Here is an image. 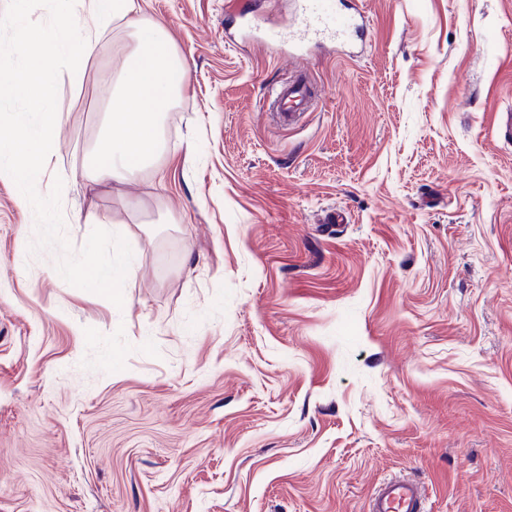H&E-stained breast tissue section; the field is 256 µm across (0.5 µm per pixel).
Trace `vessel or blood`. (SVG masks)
<instances>
[{
	"label": "vessel or blood",
	"mask_w": 512,
	"mask_h": 512,
	"mask_svg": "<svg viewBox=\"0 0 512 512\" xmlns=\"http://www.w3.org/2000/svg\"><path fill=\"white\" fill-rule=\"evenodd\" d=\"M296 27L288 39L294 43L323 45L336 41L363 39V25L354 15L342 11L339 0H300ZM317 96L303 80L289 82L276 93V110L283 121L310 111ZM369 512H425L419 486L405 478L386 480L372 498Z\"/></svg>",
	"instance_id": "b4317fda"
}]
</instances>
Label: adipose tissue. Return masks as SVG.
<instances>
[{"label": "adipose tissue", "mask_w": 512, "mask_h": 512, "mask_svg": "<svg viewBox=\"0 0 512 512\" xmlns=\"http://www.w3.org/2000/svg\"><path fill=\"white\" fill-rule=\"evenodd\" d=\"M96 17L111 21L125 16L135 27L136 46L118 47L124 58L116 83V103L109 114V133L83 169L91 186L126 183L136 178L162 148L157 114L177 98L180 86L173 79L183 62L163 27L142 25L140 0H87Z\"/></svg>", "instance_id": "obj_1"}]
</instances>
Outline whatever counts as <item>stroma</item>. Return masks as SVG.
<instances>
[{
	"mask_svg": "<svg viewBox=\"0 0 512 512\" xmlns=\"http://www.w3.org/2000/svg\"><path fill=\"white\" fill-rule=\"evenodd\" d=\"M185 63L164 149L89 188L122 22L58 81L65 235L133 251L127 306L29 254L0 175V512H512V0H360L365 45L282 61L294 0H143ZM309 75L316 112L271 123ZM343 211L341 224L328 223ZM419 486L405 478L386 480L372 498L369 512H425Z\"/></svg>",
	"mask_w": 512,
	"mask_h": 512,
	"instance_id": "stroma-1",
	"label": "stroma"
}]
</instances>
